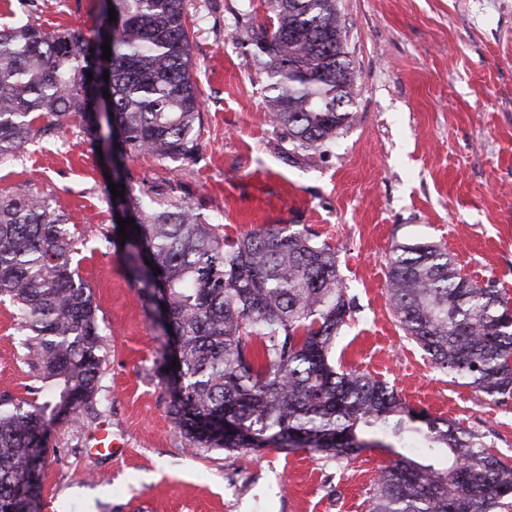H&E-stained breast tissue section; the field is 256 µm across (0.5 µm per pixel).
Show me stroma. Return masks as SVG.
I'll use <instances>...</instances> for the list:
<instances>
[{
  "label": "stroma",
  "mask_w": 512,
  "mask_h": 512,
  "mask_svg": "<svg viewBox=\"0 0 512 512\" xmlns=\"http://www.w3.org/2000/svg\"><path fill=\"white\" fill-rule=\"evenodd\" d=\"M356 79L352 121L327 152H292L266 110V77L248 36L270 0H185L202 99L200 148L189 162L136 155L135 190L189 197L226 240L272 224L307 227L338 255L358 309L335 360L386 381L411 406L459 423L512 462V397L492 401L431 364L390 308L392 247H446L464 276L494 282L512 304V0H336ZM98 0H0V26L31 21L96 35ZM109 165L79 121L0 163L16 189L64 211L73 256L98 306L103 358L94 414L51 424L40 512H368L392 448L337 461L305 448L239 458L194 449L169 413L157 366L167 349L119 252L106 190ZM0 303V395L46 401ZM109 426L118 446L93 437Z\"/></svg>",
  "instance_id": "obj_1"
}]
</instances>
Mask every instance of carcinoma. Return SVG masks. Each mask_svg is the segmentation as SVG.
Returning <instances> with one entry per match:
<instances>
[{"label":"carcinoma","mask_w":512,"mask_h":512,"mask_svg":"<svg viewBox=\"0 0 512 512\" xmlns=\"http://www.w3.org/2000/svg\"><path fill=\"white\" fill-rule=\"evenodd\" d=\"M117 12L109 21V8ZM275 21L253 36L267 109L293 148L324 153L349 123L354 73L336 0H273ZM108 33L106 124L91 112L87 73L98 48L29 22L0 30V159L78 117L90 144L124 160L189 161L202 102L184 0H99ZM112 208L135 225L121 246L149 304L166 307L170 356L159 373L170 414L197 448L247 456L308 448L346 459L403 449L382 468L369 512H498L512 465L479 435L406 404L396 390L333 360L356 311L331 246L273 224L231 244L187 199L155 206L130 181ZM68 219L25 191L0 196V302L24 334L26 364L49 400L25 409L0 397V512H37L48 426L93 408L102 367L98 306L72 267ZM161 273H156V270ZM388 293L405 336L435 366L497 400L512 395V316L491 282L462 275L440 245L393 246Z\"/></svg>","instance_id":"cac0c4a2"}]
</instances>
